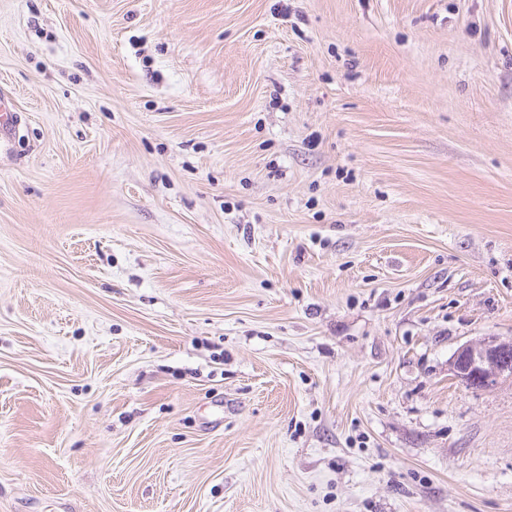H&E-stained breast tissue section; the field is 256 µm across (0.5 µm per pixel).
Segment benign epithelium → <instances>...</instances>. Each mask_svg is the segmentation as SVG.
Instances as JSON below:
<instances>
[{
    "label": "benign epithelium",
    "instance_id": "7a95c632",
    "mask_svg": "<svg viewBox=\"0 0 512 512\" xmlns=\"http://www.w3.org/2000/svg\"><path fill=\"white\" fill-rule=\"evenodd\" d=\"M455 379L470 389L494 387L512 380V338L485 336L460 346L453 355Z\"/></svg>",
    "mask_w": 512,
    "mask_h": 512
}]
</instances>
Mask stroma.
<instances>
[{"label": "stroma", "mask_w": 512, "mask_h": 512, "mask_svg": "<svg viewBox=\"0 0 512 512\" xmlns=\"http://www.w3.org/2000/svg\"><path fill=\"white\" fill-rule=\"evenodd\" d=\"M0 512H512V0H0ZM0 153L8 150L17 127L19 112L14 110L11 100L0 94ZM455 379L470 389L482 390L512 380V338L484 336L460 346L453 355Z\"/></svg>", "instance_id": "obj_1"}]
</instances>
